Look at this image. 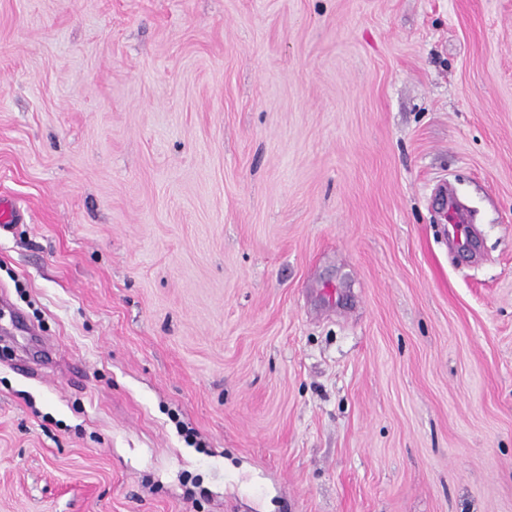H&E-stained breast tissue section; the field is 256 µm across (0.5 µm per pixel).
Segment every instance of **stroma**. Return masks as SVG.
<instances>
[{
  "label": "stroma",
  "mask_w": 512,
  "mask_h": 512,
  "mask_svg": "<svg viewBox=\"0 0 512 512\" xmlns=\"http://www.w3.org/2000/svg\"><path fill=\"white\" fill-rule=\"evenodd\" d=\"M0 512H512V0H0Z\"/></svg>",
  "instance_id": "1"
}]
</instances>
